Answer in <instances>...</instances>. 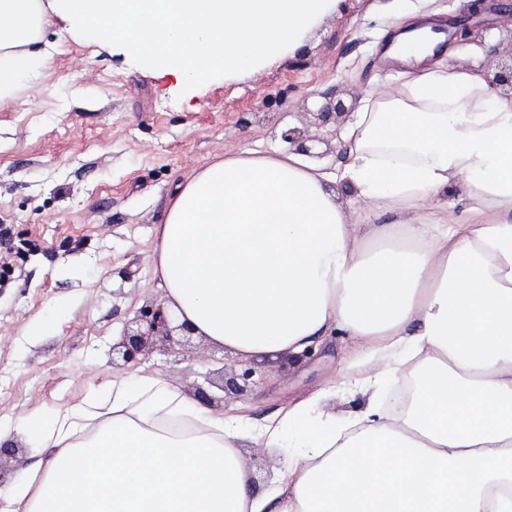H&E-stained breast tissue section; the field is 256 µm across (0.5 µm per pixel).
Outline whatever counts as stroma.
Listing matches in <instances>:
<instances>
[{
  "mask_svg": "<svg viewBox=\"0 0 512 512\" xmlns=\"http://www.w3.org/2000/svg\"><path fill=\"white\" fill-rule=\"evenodd\" d=\"M463 9L460 0H419L451 25L448 48L489 65L512 44V0ZM397 18L396 0H334L295 48L235 76L185 89L180 77L132 61L54 20L41 36L51 60L0 103V418L43 420L111 379L112 346L149 302H163L154 272L156 226L179 185L212 161L249 148L286 149L281 127L301 124L305 100L335 92L345 102L395 86L383 56ZM65 310H58V303ZM49 319L51 333L34 336ZM200 337L141 361L187 392L208 372L240 366ZM250 392L225 408L246 406L259 429L292 401L330 390L309 410L343 418L365 402L381 365L355 357L342 336L311 355L249 359Z\"/></svg>",
  "mask_w": 512,
  "mask_h": 512,
  "instance_id": "stroma-1",
  "label": "stroma"
}]
</instances>
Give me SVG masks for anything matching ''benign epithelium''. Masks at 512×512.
Segmentation results:
<instances>
[{
	"label": "benign epithelium",
	"mask_w": 512,
	"mask_h": 512,
	"mask_svg": "<svg viewBox=\"0 0 512 512\" xmlns=\"http://www.w3.org/2000/svg\"><path fill=\"white\" fill-rule=\"evenodd\" d=\"M489 74V86L498 92L512 99V52L505 58L487 67ZM324 102L320 103L313 118L317 124L325 126L330 123L336 124L345 120L351 114V108L346 106L343 101L335 99L326 94L323 96ZM281 139L296 147V151L311 157L317 156L313 152V146L309 142L313 138L308 134L305 127H288L281 132ZM134 323L145 326V329L136 331H127L123 339L112 346V351L121 355L125 364H137L140 357L148 356L153 351L164 352L167 345L174 342L176 336H191L193 328L186 322L171 326L165 308L161 304L149 303L144 305L135 317ZM255 370L251 367L242 368L231 375L221 374V382L209 380V384L217 387L225 394L239 395L254 383L253 377ZM417 386L413 381L407 387L406 392L399 390L390 393L388 405L391 409L400 412L407 408Z\"/></svg>",
	"instance_id": "benign-epithelium-1"
}]
</instances>
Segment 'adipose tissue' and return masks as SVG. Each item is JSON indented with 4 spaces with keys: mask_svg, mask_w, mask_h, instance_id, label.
<instances>
[{
    "mask_svg": "<svg viewBox=\"0 0 512 512\" xmlns=\"http://www.w3.org/2000/svg\"><path fill=\"white\" fill-rule=\"evenodd\" d=\"M399 35L397 89L365 99L335 172L245 149L179 186L154 267L171 314L210 346L303 353L332 332L382 362H414L409 411L376 396L345 422L306 402L256 431L159 374L113 375L35 436L44 467L0 486L13 512H512V100L485 70ZM344 186L393 224L358 222ZM300 450L273 496L252 492L240 447Z\"/></svg>",
    "mask_w": 512,
    "mask_h": 512,
    "instance_id": "obj_1",
    "label": "adipose tissue"
}]
</instances>
